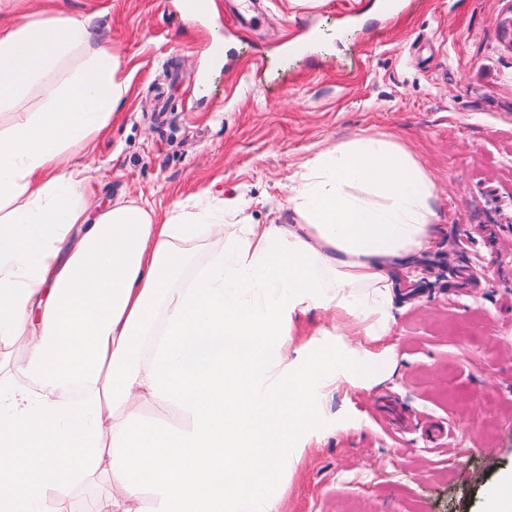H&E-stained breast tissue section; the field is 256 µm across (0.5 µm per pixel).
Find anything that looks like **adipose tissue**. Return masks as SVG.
I'll return each mask as SVG.
<instances>
[{"mask_svg": "<svg viewBox=\"0 0 512 512\" xmlns=\"http://www.w3.org/2000/svg\"><path fill=\"white\" fill-rule=\"evenodd\" d=\"M35 87L41 109L0 128V341H27L21 371L46 393L0 402V512H70L105 453L111 492L90 512H139L148 490L155 512H277L278 459L313 441L321 397L391 369L393 273L434 232L427 173L365 137L305 164L289 224L237 221L206 191L162 216L135 199L94 212L85 158L127 98L120 60L83 17L0 32V111ZM214 239L223 249L192 268ZM312 309L336 344L292 349ZM146 397L186 425L141 419Z\"/></svg>", "mask_w": 512, "mask_h": 512, "instance_id": "ef3b65f1", "label": "adipose tissue"}]
</instances>
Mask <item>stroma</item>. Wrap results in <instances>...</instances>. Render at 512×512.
Returning a JSON list of instances; mask_svg holds the SVG:
<instances>
[{"label":"stroma","instance_id":"stroma-1","mask_svg":"<svg viewBox=\"0 0 512 512\" xmlns=\"http://www.w3.org/2000/svg\"><path fill=\"white\" fill-rule=\"evenodd\" d=\"M86 16L129 94L90 156L95 198L158 212L210 190L288 224L297 172L385 135L434 184L430 247L396 271V367L323 398L278 512H485L512 473V0H0V26ZM0 342V394L38 392Z\"/></svg>","mask_w":512,"mask_h":512}]
</instances>
